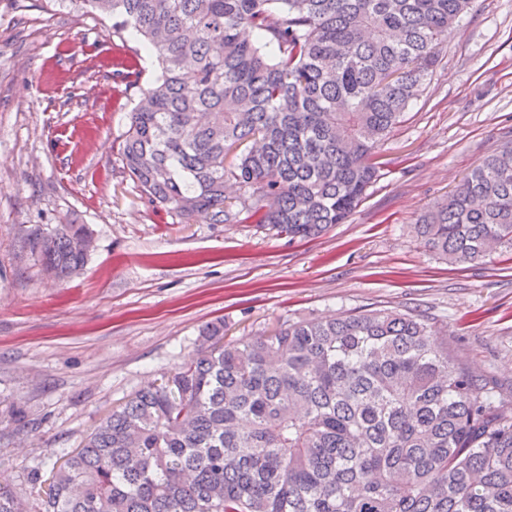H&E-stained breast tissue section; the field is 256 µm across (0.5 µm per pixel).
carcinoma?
Returning <instances> with one entry per match:
<instances>
[{"label": "carcinoma", "mask_w": 512, "mask_h": 512, "mask_svg": "<svg viewBox=\"0 0 512 512\" xmlns=\"http://www.w3.org/2000/svg\"><path fill=\"white\" fill-rule=\"evenodd\" d=\"M161 73L119 144L154 208L289 239L344 223L470 0H80ZM250 29L258 40L242 38ZM450 264L512 249V143L417 220ZM21 241L50 276L84 224ZM134 392L53 469L39 512H512V409L433 319L366 308L224 340ZM0 512H31L0 484Z\"/></svg>", "instance_id": "obj_1"}]
</instances>
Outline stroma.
I'll return each mask as SVG.
<instances>
[{
  "mask_svg": "<svg viewBox=\"0 0 512 512\" xmlns=\"http://www.w3.org/2000/svg\"><path fill=\"white\" fill-rule=\"evenodd\" d=\"M160 68L133 30L77 0H0V481L29 496L132 393L227 339L374 306L433 317L475 375L512 395V251L451 264L414 224L512 140V0H472L346 223L310 239L186 222L144 201L118 147ZM85 224L94 249L54 281L21 228Z\"/></svg>",
  "mask_w": 512,
  "mask_h": 512,
  "instance_id": "stroma-1",
  "label": "stroma"
}]
</instances>
